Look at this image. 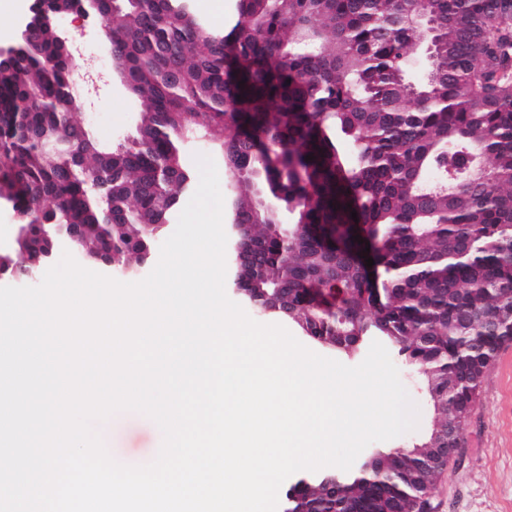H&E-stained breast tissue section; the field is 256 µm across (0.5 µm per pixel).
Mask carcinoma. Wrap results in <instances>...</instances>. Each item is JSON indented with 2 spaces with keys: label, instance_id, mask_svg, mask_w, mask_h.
<instances>
[{
  "label": "carcinoma",
  "instance_id": "1",
  "mask_svg": "<svg viewBox=\"0 0 512 512\" xmlns=\"http://www.w3.org/2000/svg\"><path fill=\"white\" fill-rule=\"evenodd\" d=\"M65 6L43 0L44 36L0 73V198L25 225L16 251L30 273L42 267L31 245L68 224L87 226L73 246L90 262L110 253L132 273L146 261L194 190L183 151L201 116L230 171L245 298L280 300L281 317L339 354L397 347L467 423L512 340V0H239L227 34L192 0H112L116 23L99 19L138 104L137 136L103 149L85 129L94 176L47 144L83 106L72 62L45 36ZM262 194L293 207L289 236L255 219ZM106 211L108 239L95 228ZM450 224L469 234L457 261ZM432 445L430 433L373 449L388 482L362 473L365 459L334 481L304 474L284 509L414 512Z\"/></svg>",
  "mask_w": 512,
  "mask_h": 512
}]
</instances>
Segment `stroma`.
I'll list each match as a JSON object with an SVG mask.
<instances>
[{
  "mask_svg": "<svg viewBox=\"0 0 512 512\" xmlns=\"http://www.w3.org/2000/svg\"><path fill=\"white\" fill-rule=\"evenodd\" d=\"M73 78L85 98L79 116L107 148L131 139L136 105L112 74L101 48L77 53ZM392 361L410 397L420 409L417 430L388 440L391 448L412 445L426 433L432 416L429 398L403 356ZM99 433L119 463L144 465L155 459L162 442L159 427L148 417L125 411L117 427ZM461 452L435 480L429 494L434 512H512V342L502 345L489 366L480 401L464 429Z\"/></svg>",
  "mask_w": 512,
  "mask_h": 512,
  "instance_id": "stroma-1",
  "label": "stroma"
}]
</instances>
